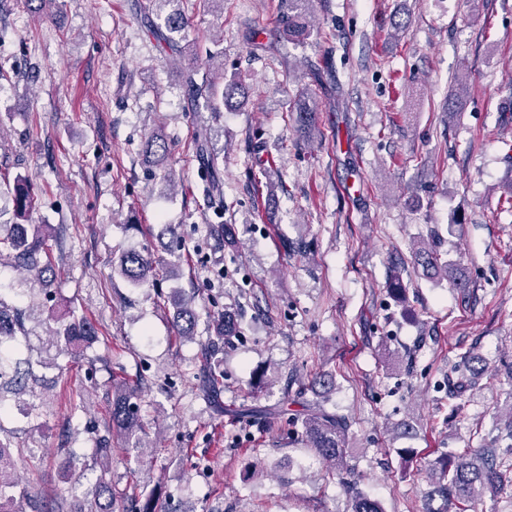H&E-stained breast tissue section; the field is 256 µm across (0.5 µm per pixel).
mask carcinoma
Listing matches in <instances>:
<instances>
[{"instance_id": "1", "label": "carcinoma", "mask_w": 512, "mask_h": 512, "mask_svg": "<svg viewBox=\"0 0 512 512\" xmlns=\"http://www.w3.org/2000/svg\"><path fill=\"white\" fill-rule=\"evenodd\" d=\"M305 5L312 0H288V14L285 16L288 37L300 38L305 34V26L300 19L301 12L296 4ZM177 3V0H145L140 11L152 21L153 36L164 44L169 51V63L176 65L184 58L186 44L173 37V34L186 36L188 18L179 8L164 11V7ZM198 70L191 67L186 73L185 82L189 88L190 103L203 98L210 103L221 97L223 104H229L234 95L244 93L241 84L230 82L218 88L210 75L196 79ZM145 154L155 158V162L166 160L168 150L164 139L153 134L145 141ZM13 208L16 222L10 225L7 234L0 237V250L5 249L12 256L14 265L20 270L34 272L41 277L53 272L49 241L52 227L49 224L28 223V213L34 207V197L25 177L14 180ZM417 263L450 275L452 283L458 288L466 287L460 277L454 275L455 264L443 257L436 241L423 242L414 248ZM155 266L141 252L130 250L120 258V274L135 287L144 286L153 281ZM176 308V326L181 335L190 337L196 325L194 298L179 292L171 297ZM238 322L232 312H225L212 324L213 336L204 344V351H217L219 341L236 334ZM97 335L95 327L86 319L71 316L70 320L53 329V340L62 353H73L90 343ZM135 390L124 384L113 388L109 417L105 434L96 439L91 455L108 471L112 459V433L127 439H141L143 427L139 418L138 404L133 402ZM350 429L347 416L329 411L319 402L303 403L301 418V437L307 446L341 475H352L355 466L350 464L345 448V439ZM506 434L498 439L495 448H466L453 458L443 457L430 468L434 484L432 498L441 501V507L429 512H470L488 493L493 495L508 488L512 490V468L505 467L512 459V415L505 424ZM12 454L9 447L0 441V512H23L21 503L27 494L20 489L11 470ZM352 512H384L381 503L361 492L355 494Z\"/></svg>"}]
</instances>
